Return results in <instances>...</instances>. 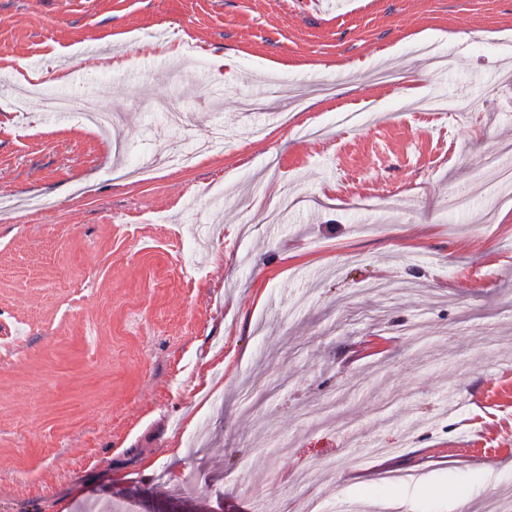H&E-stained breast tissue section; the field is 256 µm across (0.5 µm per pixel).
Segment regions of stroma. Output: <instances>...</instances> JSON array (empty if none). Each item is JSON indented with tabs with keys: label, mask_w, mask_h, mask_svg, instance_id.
I'll return each mask as SVG.
<instances>
[{
	"label": "stroma",
	"mask_w": 512,
	"mask_h": 512,
	"mask_svg": "<svg viewBox=\"0 0 512 512\" xmlns=\"http://www.w3.org/2000/svg\"><path fill=\"white\" fill-rule=\"evenodd\" d=\"M2 55L0 512L512 500V0H0Z\"/></svg>",
	"instance_id": "obj_1"
}]
</instances>
